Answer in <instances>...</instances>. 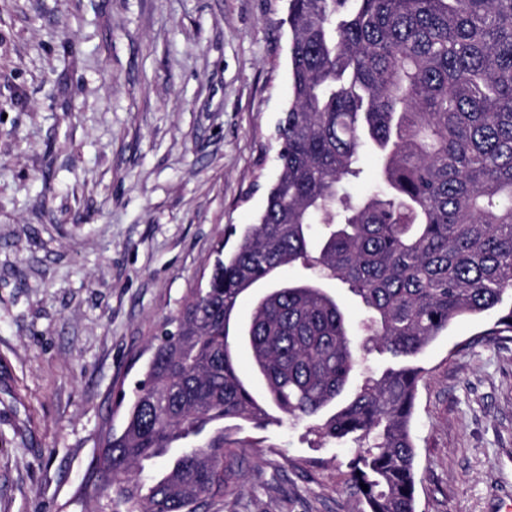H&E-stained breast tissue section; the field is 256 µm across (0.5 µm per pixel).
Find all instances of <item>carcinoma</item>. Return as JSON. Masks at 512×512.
Instances as JSON below:
<instances>
[{
    "mask_svg": "<svg viewBox=\"0 0 512 512\" xmlns=\"http://www.w3.org/2000/svg\"><path fill=\"white\" fill-rule=\"evenodd\" d=\"M287 21L279 174L207 287L153 337L124 425L97 458L111 512H199L224 496L233 430L264 426L272 408L321 417L320 436L354 448L351 487L367 512H417L423 369L375 373L367 356L411 358L512 293V0H288ZM366 148L378 185L354 196ZM297 264L311 276L279 278ZM330 283L360 299L362 334ZM259 284L263 299L235 320ZM485 335L511 340L512 309ZM242 348L263 400L237 373ZM163 457L162 473L138 477Z\"/></svg>",
    "mask_w": 512,
    "mask_h": 512,
    "instance_id": "cac0c4a2",
    "label": "carcinoma"
}]
</instances>
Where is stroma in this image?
Listing matches in <instances>:
<instances>
[{"label": "stroma", "mask_w": 512, "mask_h": 512, "mask_svg": "<svg viewBox=\"0 0 512 512\" xmlns=\"http://www.w3.org/2000/svg\"><path fill=\"white\" fill-rule=\"evenodd\" d=\"M287 0H0V512H102L119 393L278 174ZM463 316L414 359L419 512L512 498V341ZM203 512H363L349 445L242 424Z\"/></svg>", "instance_id": "35a3bbf8"}]
</instances>
